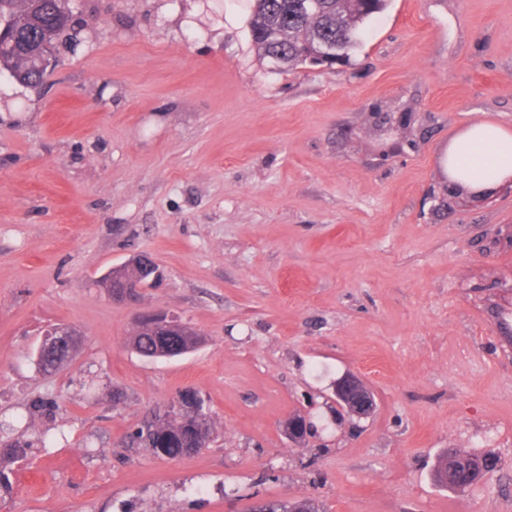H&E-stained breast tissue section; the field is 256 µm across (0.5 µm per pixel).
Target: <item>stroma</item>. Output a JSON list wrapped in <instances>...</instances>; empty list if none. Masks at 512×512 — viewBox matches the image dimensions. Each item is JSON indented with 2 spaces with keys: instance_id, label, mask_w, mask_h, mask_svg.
Here are the masks:
<instances>
[{
  "instance_id": "35a3bbf8",
  "label": "stroma",
  "mask_w": 512,
  "mask_h": 512,
  "mask_svg": "<svg viewBox=\"0 0 512 512\" xmlns=\"http://www.w3.org/2000/svg\"><path fill=\"white\" fill-rule=\"evenodd\" d=\"M248 0H79L41 84L0 74V512H512V187L448 192L472 122L512 129V0H389L345 64L271 71ZM383 112L406 125L376 127ZM143 253L141 306L205 338L132 351L101 283ZM76 329L42 374L43 331ZM372 415L337 414L345 373ZM193 389L208 447L129 445ZM314 431L291 447L283 420ZM446 448L501 468L462 492ZM79 333L69 327L56 326L48 329L44 333L38 356L43 357L44 353H55L59 362L56 369L70 363L79 349ZM38 357V358H39ZM452 450L451 451H445V449L441 452V454L439 455V457L437 458V465L435 466V469L433 471V478H434V481L439 485V486H442V487H446L448 489H451V490H462V489H465L467 487H470L471 485L473 484H476L477 482L485 479L484 477L485 476H482V477H477L475 478L476 474L475 472L473 471L474 473V479H471L469 481H467L466 483H464L465 485H461L457 482H454V481H449L448 480V483H444L442 481V475H441V466L443 465V462L444 461H448V457L450 456H453V457H460V456H464V457H474L476 459H484L486 461H489L490 464L491 463H495V468H496V461L499 463L497 457H495L494 455H490V454H486V455H476V454H470V453H467V452H464V451H461L459 449H456V448H451ZM494 468V470H495ZM493 470V471H494Z\"/></svg>"
}]
</instances>
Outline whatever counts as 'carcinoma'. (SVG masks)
<instances>
[{
    "label": "carcinoma",
    "instance_id": "carcinoma-1",
    "mask_svg": "<svg viewBox=\"0 0 512 512\" xmlns=\"http://www.w3.org/2000/svg\"><path fill=\"white\" fill-rule=\"evenodd\" d=\"M250 36L261 57L284 69L303 65L332 51L337 62L350 59L361 29L372 16L382 12L387 0H251ZM71 11L67 0H0V71L17 82L32 85L45 73L36 49L53 46L69 27ZM162 336L150 327L135 329L128 343L144 358H153L161 348ZM213 433L211 414L201 418L192 410L179 415L166 413L134 430L131 441L168 459L178 458L191 434ZM469 456L459 449L441 452L433 471L434 481L451 490H462L479 481L461 485L442 481L441 466L448 457Z\"/></svg>",
    "mask_w": 512,
    "mask_h": 512
}]
</instances>
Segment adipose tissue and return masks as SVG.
Masks as SVG:
<instances>
[{"mask_svg":"<svg viewBox=\"0 0 512 512\" xmlns=\"http://www.w3.org/2000/svg\"><path fill=\"white\" fill-rule=\"evenodd\" d=\"M450 181L476 192L512 178V130L480 120L458 133L441 155Z\"/></svg>","mask_w":512,"mask_h":512,"instance_id":"ef3b65f1","label":"adipose tissue"}]
</instances>
